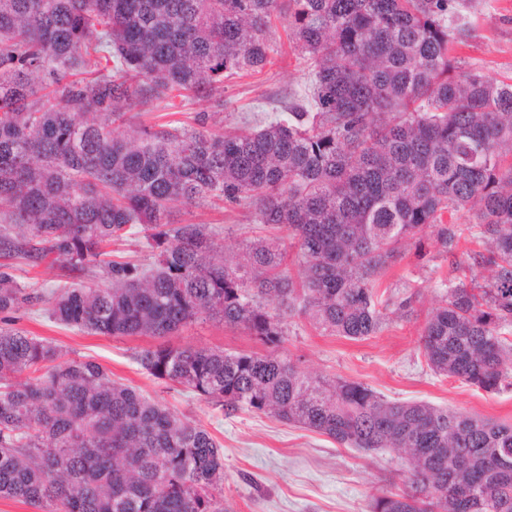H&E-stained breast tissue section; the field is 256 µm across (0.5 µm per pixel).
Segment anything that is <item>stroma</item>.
<instances>
[{"instance_id": "stroma-1", "label": "stroma", "mask_w": 512, "mask_h": 512, "mask_svg": "<svg viewBox=\"0 0 512 512\" xmlns=\"http://www.w3.org/2000/svg\"><path fill=\"white\" fill-rule=\"evenodd\" d=\"M466 32L454 53L479 66L495 80L512 81V0H473L464 12ZM287 22H274L279 46L271 64L253 76L226 78L224 110L214 120L235 133L263 121L269 98H285L308 83L306 63L289 46ZM205 100L187 102L178 93L135 110L134 124L190 123L194 113L209 109ZM178 222L208 224L227 251L265 238L253 205L233 209L186 206ZM425 257L407 248L386 271L382 297H410L406 313L386 309V322L376 335L351 340L320 333L305 324L292 325L280 352L316 377L362 382L388 399L426 401L512 424V380L492 393L435 373L420 343L424 322L442 303L441 278L448 263L435 241L425 244ZM20 283L51 289L63 283L87 287L104 284L94 277L69 272L62 263L46 260L37 268L17 271ZM11 327L57 345L69 360L91 359L113 379L138 388L166 405L180 419L205 427L224 452V500L232 512H368L373 495L398 491L407 476L406 463L387 450L366 453L342 448L327 436L240 411L227 416L198 395L148 376L134 358L137 350L155 345L152 337L98 336L57 324L45 307L10 314ZM171 341L176 345L219 347L230 352H264V345L238 327L207 321L185 327Z\"/></svg>"}]
</instances>
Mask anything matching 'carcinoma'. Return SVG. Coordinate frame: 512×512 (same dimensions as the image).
<instances>
[{
	"instance_id": "cac0c4a2",
	"label": "carcinoma",
	"mask_w": 512,
	"mask_h": 512,
	"mask_svg": "<svg viewBox=\"0 0 512 512\" xmlns=\"http://www.w3.org/2000/svg\"><path fill=\"white\" fill-rule=\"evenodd\" d=\"M458 0H0V314L49 304L101 336L164 339L198 320L242 327L267 354L163 342L135 352L157 380L226 415L262 413L342 448L389 449L404 488L369 512H512V424L361 382L306 375L273 353L288 321L363 339L385 322L377 286L432 235L457 264L472 212L486 286L442 280L421 333L431 369L485 391L512 379V82L450 55ZM311 60L304 94L255 128L132 126L172 90L224 107V76L259 73L272 21ZM256 205L271 237L228 254L187 205ZM140 226L152 261L109 247ZM298 276L284 267L281 234ZM108 284L19 283L47 257ZM0 498L52 512H228L224 453L205 428L98 363L0 327Z\"/></svg>"
}]
</instances>
